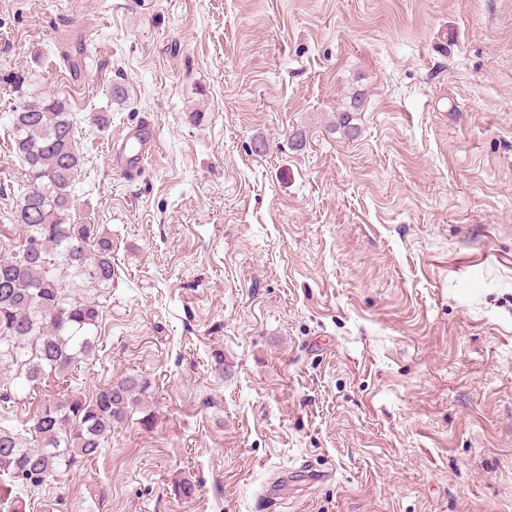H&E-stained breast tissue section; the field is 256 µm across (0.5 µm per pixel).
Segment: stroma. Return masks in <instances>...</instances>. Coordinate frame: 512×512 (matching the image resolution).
<instances>
[{"label": "stroma", "mask_w": 512, "mask_h": 512, "mask_svg": "<svg viewBox=\"0 0 512 512\" xmlns=\"http://www.w3.org/2000/svg\"><path fill=\"white\" fill-rule=\"evenodd\" d=\"M24 95L68 101L71 221L112 239L70 388L146 380L152 418L30 512H512V0H0V255ZM155 123L143 118L128 127L121 138L112 146L109 156L112 166L126 176L138 175L142 172L145 161L156 150Z\"/></svg>", "instance_id": "35a3bbf8"}]
</instances>
